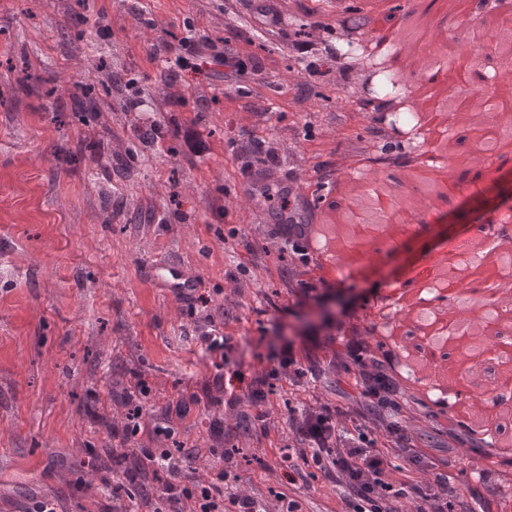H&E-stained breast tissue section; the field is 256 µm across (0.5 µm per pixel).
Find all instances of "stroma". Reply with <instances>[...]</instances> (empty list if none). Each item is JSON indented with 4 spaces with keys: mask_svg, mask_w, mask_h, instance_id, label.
Listing matches in <instances>:
<instances>
[{
    "mask_svg": "<svg viewBox=\"0 0 512 512\" xmlns=\"http://www.w3.org/2000/svg\"><path fill=\"white\" fill-rule=\"evenodd\" d=\"M385 15L397 25L380 46ZM411 27L422 51L465 30L439 0H0V512L40 499L107 512L119 476L98 458L141 380L151 395L134 445L175 449L180 483L225 469L270 510L284 495L302 512H338L335 483L319 474L291 485L284 458L292 413L313 395L354 403L353 380L331 367L313 378L287 370L260 410L245 385L285 342L304 362L307 328L344 312L392 355L413 397L409 433L423 447L447 444L451 490L512 512V423L478 413L466 381L443 376L454 349L413 367L418 340L397 325L402 297H429L411 277L425 258L469 237H512L498 221L512 210V160L421 161L441 146L398 120L421 83L402 50ZM206 43L231 48L239 70L206 64ZM100 59L120 82L90 70ZM164 74L179 97L165 94ZM30 75L58 79L61 93H24ZM386 75L395 90L383 97ZM135 96L145 111H128ZM87 97L94 108L75 111ZM261 167L274 185L302 188L297 218L314 204L317 246L306 254L248 181ZM368 170L404 204L443 174L461 190L435 196L405 238L379 240L352 268L326 219ZM167 262L196 274L200 300L156 285L150 270ZM306 282L323 302L299 299ZM212 325L232 336L224 354L199 341ZM233 374L236 403L222 383ZM176 403L183 414L170 413ZM486 467L499 471L497 488L479 482Z\"/></svg>",
    "mask_w": 512,
    "mask_h": 512,
    "instance_id": "stroma-1",
    "label": "stroma"
}]
</instances>
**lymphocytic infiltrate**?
<instances>
[{"mask_svg": "<svg viewBox=\"0 0 512 512\" xmlns=\"http://www.w3.org/2000/svg\"><path fill=\"white\" fill-rule=\"evenodd\" d=\"M336 328L343 333L336 364L353 377L364 409L306 405L289 423L296 456L335 478L345 494V512H493L491 501L449 494L447 458L420 447L402 425V392L390 354L376 353L358 325L340 322ZM346 417L353 429L342 427ZM428 471L433 480L422 481ZM155 502V512H170L182 502L189 512H267L255 497L235 489L224 470L189 486L164 483Z\"/></svg>", "mask_w": 512, "mask_h": 512, "instance_id": "f902f5d3", "label": "lymphocytic infiltrate"}]
</instances>
